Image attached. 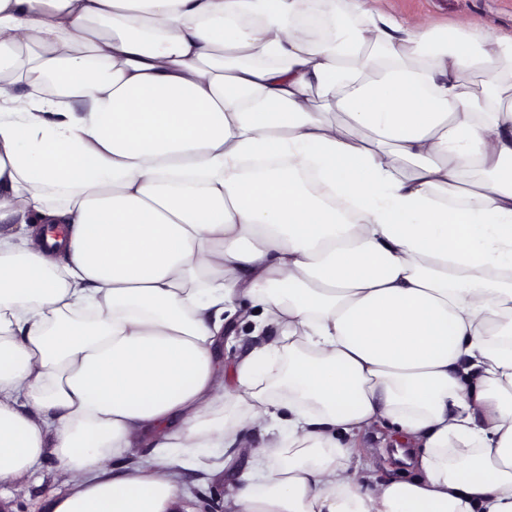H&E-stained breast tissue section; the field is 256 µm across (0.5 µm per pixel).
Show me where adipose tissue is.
I'll use <instances>...</instances> for the list:
<instances>
[{
  "instance_id": "ef3b65f1",
  "label": "adipose tissue",
  "mask_w": 512,
  "mask_h": 512,
  "mask_svg": "<svg viewBox=\"0 0 512 512\" xmlns=\"http://www.w3.org/2000/svg\"><path fill=\"white\" fill-rule=\"evenodd\" d=\"M368 2L0 0V486L169 512L220 448L228 512H512V37ZM238 340L236 345L228 351L226 345L224 349L221 348L219 351V357L222 363H224V369L227 376H230L232 373V369L234 364L238 359H241L247 353H249L256 345L257 339H253L249 334L247 327L241 325L238 322V336H236ZM366 451L361 456V466L373 475L380 478H400L413 475L412 466L407 463L410 459L407 448L400 444L394 448L393 444L381 445L374 433L364 437ZM382 446L383 448H380ZM370 447V448H368Z\"/></svg>"
}]
</instances>
